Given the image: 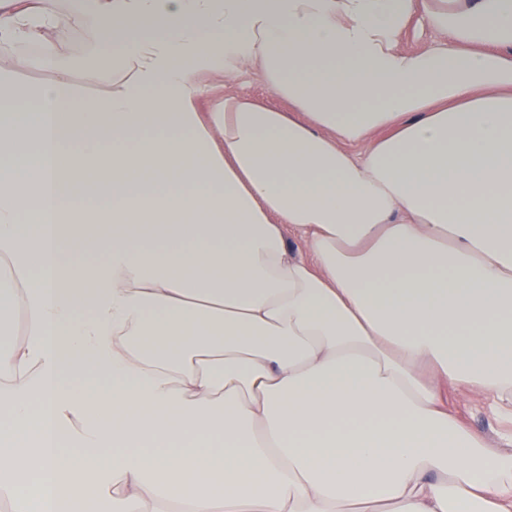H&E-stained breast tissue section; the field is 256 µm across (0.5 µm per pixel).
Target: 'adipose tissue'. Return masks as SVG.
Instances as JSON below:
<instances>
[{"label": "adipose tissue", "instance_id": "adipose-tissue-1", "mask_svg": "<svg viewBox=\"0 0 512 512\" xmlns=\"http://www.w3.org/2000/svg\"><path fill=\"white\" fill-rule=\"evenodd\" d=\"M57 4L0 0L55 69L0 77V496L512 512V429L448 405L512 419V0H72L93 99ZM247 68L291 111H198ZM67 1L58 0L60 38L57 56L70 71L81 93L94 98L105 91L96 77V68L98 65H111L113 46L101 43L96 25L91 19L85 16L74 17ZM444 39V36L437 33L417 20H413L408 26L402 38L401 45L404 49L414 51L426 44H431ZM456 413L470 428L488 437H492L498 428L496 421L482 403L458 402Z\"/></svg>", "mask_w": 512, "mask_h": 512}]
</instances>
